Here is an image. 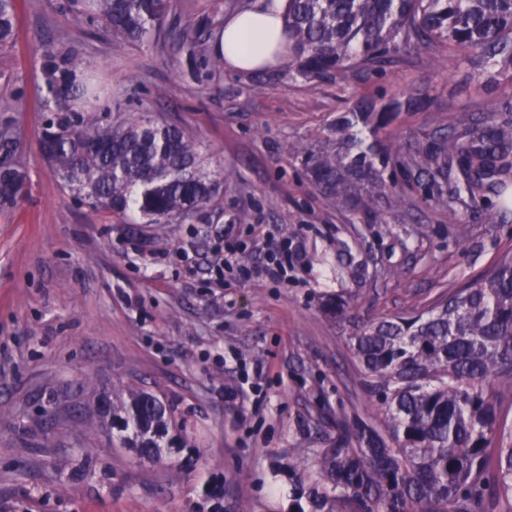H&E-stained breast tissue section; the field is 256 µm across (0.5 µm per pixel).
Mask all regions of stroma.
Returning a JSON list of instances; mask_svg holds the SVG:
<instances>
[{"mask_svg":"<svg viewBox=\"0 0 512 512\" xmlns=\"http://www.w3.org/2000/svg\"><path fill=\"white\" fill-rule=\"evenodd\" d=\"M243 2L172 0L169 22L214 30ZM48 48L79 54L98 83L84 112L151 113L223 166L204 212L123 224L62 191L39 144ZM256 78L192 68L170 36L112 40L67 0H18L0 97L20 98L9 119L28 194L0 210V512H290L294 449L325 447L337 412L372 409L320 297L345 288L363 315L403 313L512 250V223H488L480 207L449 221L403 181L398 211L337 207L288 149L322 141L356 95L413 96L391 126L405 140L448 112L492 109L498 86L422 56L348 88L281 66L260 76L262 91ZM273 242L288 245L283 278L259 273ZM227 243L231 266L217 252ZM133 389L156 395L183 438L155 464L120 447L99 411Z\"/></svg>","mask_w":512,"mask_h":512,"instance_id":"stroma-1","label":"stroma"}]
</instances>
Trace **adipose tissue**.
<instances>
[{"label":"adipose tissue","instance_id":"ef3b65f1","mask_svg":"<svg viewBox=\"0 0 512 512\" xmlns=\"http://www.w3.org/2000/svg\"><path fill=\"white\" fill-rule=\"evenodd\" d=\"M285 0H251L228 16L211 41L212 51L223 52L235 72H252L283 64L287 48L281 47Z\"/></svg>","mask_w":512,"mask_h":512}]
</instances>
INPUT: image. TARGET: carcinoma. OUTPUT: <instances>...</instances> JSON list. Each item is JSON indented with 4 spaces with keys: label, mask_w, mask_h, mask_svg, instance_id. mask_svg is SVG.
Wrapping results in <instances>:
<instances>
[{
    "label": "carcinoma",
    "mask_w": 512,
    "mask_h": 512,
    "mask_svg": "<svg viewBox=\"0 0 512 512\" xmlns=\"http://www.w3.org/2000/svg\"><path fill=\"white\" fill-rule=\"evenodd\" d=\"M90 25L141 45L162 33L171 0H70ZM16 0H0V48L16 34ZM208 24L180 34L193 67L224 69L206 53ZM288 73L346 86L392 64L429 56L439 69L467 61L478 83L512 84V0H287ZM49 112L42 153L60 186L122 221L137 213L167 224L207 207L224 181L209 172L186 132L142 114L121 123L90 117L68 101L97 94L75 53L44 54ZM396 96L365 95L341 113L322 144H294L316 189L351 210L387 213L404 205L395 172L448 210L483 207L492 221L512 217V93L490 112L463 110L429 137L400 141L387 130ZM11 124L0 125V208L27 193L15 162ZM319 311L347 334L381 428L340 412L328 448L295 450L299 485L314 483L312 512H512V427L497 398L512 397V253L493 271L422 309L360 316L343 294ZM112 424L132 433L121 444L156 462L169 418L155 395L132 390Z\"/></svg>",
    "instance_id": "cac0c4a2"
}]
</instances>
